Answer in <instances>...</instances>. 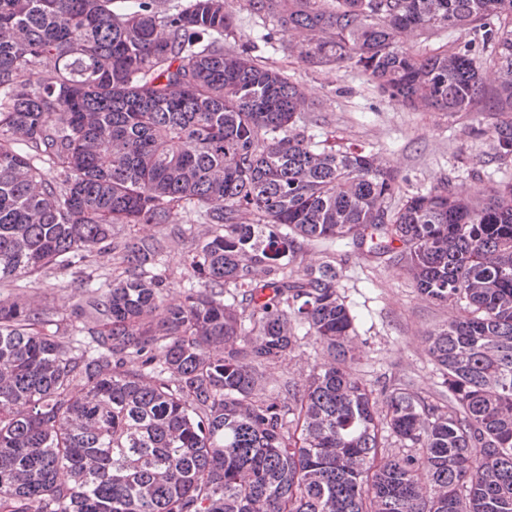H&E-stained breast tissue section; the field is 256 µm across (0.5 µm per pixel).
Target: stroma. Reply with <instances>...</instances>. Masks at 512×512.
Returning a JSON list of instances; mask_svg holds the SVG:
<instances>
[{
	"label": "stroma",
	"instance_id": "35a3bbf8",
	"mask_svg": "<svg viewBox=\"0 0 512 512\" xmlns=\"http://www.w3.org/2000/svg\"><path fill=\"white\" fill-rule=\"evenodd\" d=\"M236 20L237 44L253 46L256 55L281 68L289 80L305 87L308 97L306 132L322 140L335 136L344 146L378 153L394 165L406 193H424L442 180L473 199H481L489 181L512 178V164L498 166L479 130L490 127V112L451 116L405 109L380 93L367 77L346 66L314 68L288 51V36L273 30L249 9L246 0H224ZM130 235L160 240L165 248L161 268L168 277L167 299L179 301L189 282L187 248L171 239L167 224L118 225L116 238ZM307 263L336 264L338 291L354 316L359 352L354 373L367 383L403 380L423 397L438 398L442 378L428 353L427 334L455 317L456 307L422 297L402 269L387 260L364 259L353 248L320 242L305 244L299 254ZM22 294L53 312L55 319L76 323L77 288L71 272L48 270L20 277L0 287V298ZM295 348L265 374L267 390L276 391L287 378L305 382L325 360L304 326H296Z\"/></svg>",
	"mask_w": 512,
	"mask_h": 512
}]
</instances>
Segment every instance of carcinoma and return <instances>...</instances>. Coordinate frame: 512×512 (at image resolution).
I'll return each instance as SVG.
<instances>
[{
	"instance_id": "carcinoma-1",
	"label": "carcinoma",
	"mask_w": 512,
	"mask_h": 512,
	"mask_svg": "<svg viewBox=\"0 0 512 512\" xmlns=\"http://www.w3.org/2000/svg\"><path fill=\"white\" fill-rule=\"evenodd\" d=\"M414 111H487L512 163V0H247ZM223 0H0V286L77 268L76 334L0 299V512H512V178L476 202L403 191L378 154L306 134L301 87ZM419 32L465 33L428 52ZM486 56L494 83L475 56ZM47 76L33 85L31 70ZM207 225L165 301L163 246ZM348 241L457 306L426 337L448 404L355 376L353 316L305 241ZM113 253L112 283L80 268ZM327 353L271 393L296 346ZM171 224H141L138 226L119 224L114 230V237L119 240L130 236L150 237L160 240L166 248L164 266L158 268V272L169 276L168 288L165 292L166 299L170 302H179L184 288L189 282L184 275H187L186 256L187 246L177 244L171 239ZM294 333L299 338L295 348L285 360L266 371L264 381L268 391H276L286 378L305 383L313 369L325 360L322 348L313 344L309 336L305 335L304 326L295 325Z\"/></svg>"
}]
</instances>
